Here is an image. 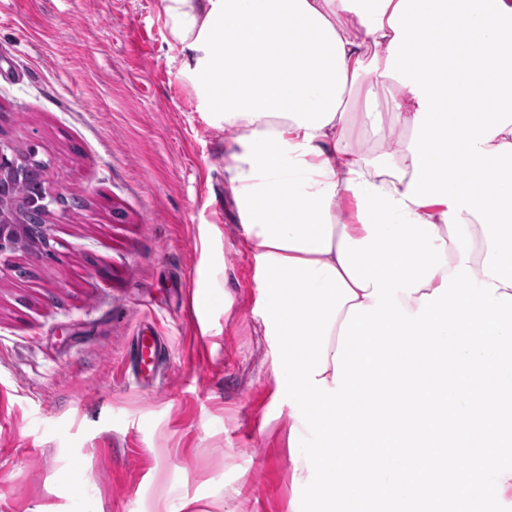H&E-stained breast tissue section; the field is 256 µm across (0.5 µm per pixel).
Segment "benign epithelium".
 <instances>
[{"instance_id": "7a95c632", "label": "benign epithelium", "mask_w": 512, "mask_h": 512, "mask_svg": "<svg viewBox=\"0 0 512 512\" xmlns=\"http://www.w3.org/2000/svg\"><path fill=\"white\" fill-rule=\"evenodd\" d=\"M45 168V162L37 158L35 150L20 154L0 141V256L30 245L51 251L54 225L46 217L51 214L52 206L62 201V196L44 187ZM21 181L39 187V202L31 204L20 198L18 183Z\"/></svg>"}]
</instances>
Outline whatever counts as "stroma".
<instances>
[{
  "label": "stroma",
  "instance_id": "obj_1",
  "mask_svg": "<svg viewBox=\"0 0 512 512\" xmlns=\"http://www.w3.org/2000/svg\"><path fill=\"white\" fill-rule=\"evenodd\" d=\"M172 43L160 0H0V139L84 202L51 215L54 256L0 269V512L306 507L224 179L235 131ZM142 335L166 353L136 376Z\"/></svg>",
  "mask_w": 512,
  "mask_h": 512
}]
</instances>
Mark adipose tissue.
<instances>
[{
  "label": "adipose tissue",
  "instance_id": "ef3b65f1",
  "mask_svg": "<svg viewBox=\"0 0 512 512\" xmlns=\"http://www.w3.org/2000/svg\"><path fill=\"white\" fill-rule=\"evenodd\" d=\"M162 3L236 130L225 173L308 512H496L512 496V0ZM387 82V111H350L353 88ZM387 123L408 140L360 151Z\"/></svg>",
  "mask_w": 512,
  "mask_h": 512
}]
</instances>
